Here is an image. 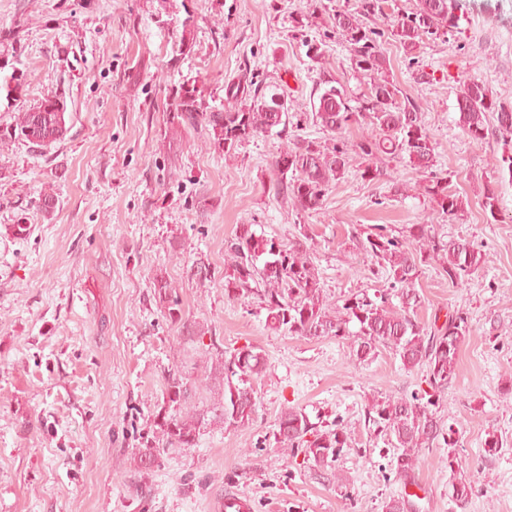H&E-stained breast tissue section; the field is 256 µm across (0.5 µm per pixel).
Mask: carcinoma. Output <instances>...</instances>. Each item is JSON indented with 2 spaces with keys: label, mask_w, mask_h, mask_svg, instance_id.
I'll return each mask as SVG.
<instances>
[{
  "label": "carcinoma",
  "mask_w": 512,
  "mask_h": 512,
  "mask_svg": "<svg viewBox=\"0 0 512 512\" xmlns=\"http://www.w3.org/2000/svg\"><path fill=\"white\" fill-rule=\"evenodd\" d=\"M385 3L387 0H355L352 9L328 15L331 33L345 45L349 68L364 89L351 95L339 79L322 72L316 83L319 95L313 116L332 134V144L298 139L273 161L276 193L288 197L298 215L321 207L353 153L368 160L385 155L413 167L423 173V195L440 215L453 219L463 210L462 198L451 189L448 174L436 169L435 145L418 106L400 99L401 90L387 74L382 37L390 34L411 57L425 39L461 33L464 14L459 12L457 0H417L412 12L392 16L388 30L383 31L375 21L384 15ZM194 24L191 14L182 21L175 43L180 56L191 50ZM293 28L301 34L311 59L324 58L323 42L307 38L302 22L296 19ZM456 109L458 125L472 143L481 145L497 138L501 154L494 158L495 169L512 178V106L501 103L485 83L469 79L460 85ZM166 112L171 132L200 128L210 147L219 153L275 128L281 134L288 125V107L276 92L267 97L260 91L233 109L215 110L205 106L203 90L194 81L182 83L168 96ZM354 124L371 127L373 134L355 141L346 138L345 132ZM68 131L65 91L57 88L37 106L18 113L14 124L0 129V145L22 141L31 148L48 150L63 141ZM56 205L55 195L46 191L39 193L35 202L45 216L51 215ZM358 247L373 273L386 276V286L371 295L351 292L332 304L323 294L304 241L286 248L242 224L235 237L225 242L224 296L257 299L266 310V324L274 330L307 339L347 342L355 363L364 364L388 350L408 369L426 367L429 390L372 400L367 422L373 432L390 438L394 470L405 484L414 482L421 449H448V497L462 506L472 495V485L458 471L456 431L438 417L435 408L456 377L459 351L469 333L468 317L457 311L440 327L422 323L417 318L422 299L416 285L422 266L431 260L439 262L440 275L454 286L485 263L486 255L465 238L444 240L431 224H413L398 236L376 224L358 241ZM154 285L166 317L181 325L187 342H199L204 329L183 321L173 283L159 274ZM266 366L265 354L256 346L237 349L228 357L217 348L206 360L203 376L192 381L169 378L165 398L172 413L156 422V438L137 449L139 470L149 471L165 453L194 447L202 433L214 426L251 423L258 410L254 380ZM273 436L281 451L304 452L306 463L319 477L343 486V477L334 470L343 449L350 447L341 425L321 429L303 410L287 407L277 417Z\"/></svg>",
  "instance_id": "carcinoma-1"
}]
</instances>
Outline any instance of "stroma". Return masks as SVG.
<instances>
[{
  "mask_svg": "<svg viewBox=\"0 0 512 512\" xmlns=\"http://www.w3.org/2000/svg\"><path fill=\"white\" fill-rule=\"evenodd\" d=\"M353 4L0 0V32L17 33L22 45L0 39V74L23 84L16 107L0 100V127L55 88L66 92L69 126L64 141L41 153L20 141L0 146V512H218L229 494L246 499L250 512H384L400 494L393 449L369 431L366 408L425 388V368L406 369L388 351L352 363L345 343L272 330L257 301L225 298L224 242L242 224L282 245L305 239L333 298L382 287L356 243L373 224H431L486 253L459 285L435 262L418 281L421 322L468 316L457 378L437 414L458 433L453 452L473 492L465 506L451 501L450 451L429 448L414 502L419 512H512V179L494 167L500 144L470 142L455 109L465 78L512 106V0H459L461 34L423 41L414 66L395 40L385 41L389 74L418 105L462 216L441 219L422 194V175L405 164L381 160L390 180L363 181L358 157L323 205L300 216L273 192L272 162L293 139L328 140L312 118L320 70L358 89L344 44L325 27L328 13ZM189 13L194 47L177 60L174 37ZM296 18L308 38L325 42L323 63L292 36ZM192 80L213 108L232 106L231 83L281 93L287 133L219 154L202 130L169 132L164 104ZM46 188L57 196L49 217L32 205ZM490 191L500 199L493 219L481 209ZM21 219L23 237L12 232ZM159 273L175 285L184 320L204 325L199 345L167 320L154 294ZM213 344L265 354L255 420L208 429L196 446L139 471L134 454L154 436L169 375L191 373L197 351ZM287 406L350 433L338 461L343 487L276 447V419ZM493 437L502 448H486Z\"/></svg>",
  "mask_w": 512,
  "mask_h": 512,
  "instance_id": "stroma-1",
  "label": "stroma"
}]
</instances>
